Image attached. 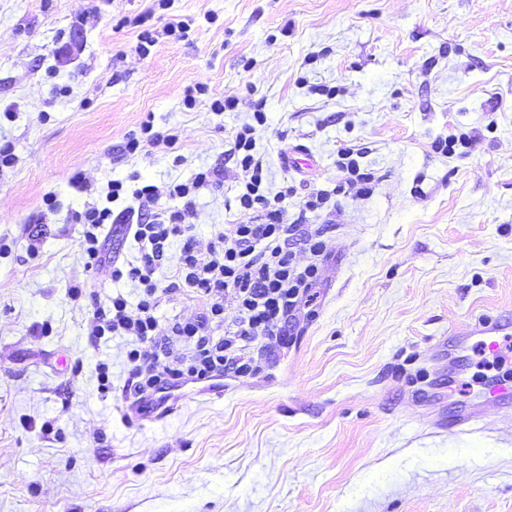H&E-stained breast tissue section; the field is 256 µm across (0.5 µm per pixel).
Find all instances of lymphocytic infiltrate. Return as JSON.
I'll use <instances>...</instances> for the list:
<instances>
[{
  "instance_id": "1",
  "label": "lymphocytic infiltrate",
  "mask_w": 512,
  "mask_h": 512,
  "mask_svg": "<svg viewBox=\"0 0 512 512\" xmlns=\"http://www.w3.org/2000/svg\"><path fill=\"white\" fill-rule=\"evenodd\" d=\"M254 124L240 127L234 150L240 167L250 179L236 197L239 205L255 210L254 224L225 225L207 247H199L191 233L193 193L219 185L220 170L199 168L189 182L127 185L110 181L104 203L85 205L74 212L75 223L83 227L86 268L107 264L102 244L113 224L132 226V238L139 257L128 264H113V282L134 286L135 300L123 294L109 296L97 307L89 322L93 343L116 337L126 338V359L131 366L129 395L142 402L168 399L182 383L204 384L230 372L238 376L254 373L251 358L244 355L247 343L262 337L284 342L290 321L301 305L311 302V290L318 279L316 260L326 243L317 229L283 221L282 208L271 203L261 189L263 165L253 154L254 126L264 123L263 112H254ZM138 201V208L113 212L111 205L123 194ZM173 199V206L161 208V198ZM301 237L312 260L298 265L288 242ZM180 241L175 266H165L166 251ZM202 293L210 297L206 311L190 317H175L166 335H158L157 312L166 294ZM233 293L237 312L224 316V295Z\"/></svg>"
}]
</instances>
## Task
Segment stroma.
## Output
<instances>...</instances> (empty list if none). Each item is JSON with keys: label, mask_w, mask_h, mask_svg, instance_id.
I'll use <instances>...</instances> for the list:
<instances>
[{"label": "stroma", "mask_w": 512, "mask_h": 512, "mask_svg": "<svg viewBox=\"0 0 512 512\" xmlns=\"http://www.w3.org/2000/svg\"><path fill=\"white\" fill-rule=\"evenodd\" d=\"M145 12L142 55L116 22ZM175 19L184 37L165 34ZM258 110L265 195L289 190L285 221L329 244L313 311L287 346L251 343L258 371L226 375L223 397L191 384L165 418L126 416L127 344L88 331L98 300L135 290L85 270L72 216L132 172L161 185L213 167L222 186L193 197L200 245L254 223L232 147ZM147 120L177 131L181 165L125 152ZM462 134L474 143L435 150ZM6 142L0 512H512V409L467 434L434 425L485 380L481 354L444 338L512 318V0H0ZM344 147L371 194L339 192ZM322 191L329 207L304 212Z\"/></svg>", "instance_id": "stroma-1"}]
</instances>
